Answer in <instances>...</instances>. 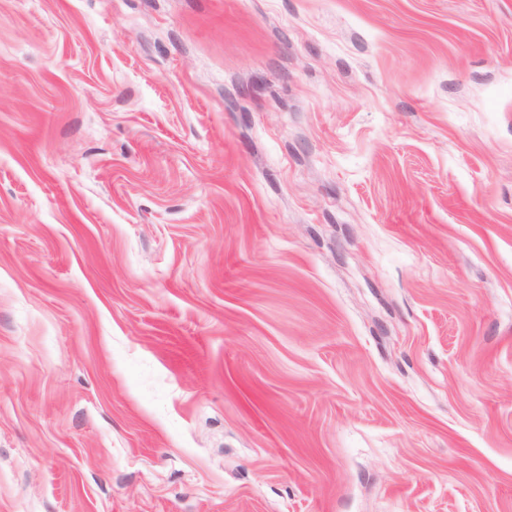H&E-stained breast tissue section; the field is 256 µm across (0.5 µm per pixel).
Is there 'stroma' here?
Instances as JSON below:
<instances>
[{"label":"stroma","mask_w":512,"mask_h":512,"mask_svg":"<svg viewBox=\"0 0 512 512\" xmlns=\"http://www.w3.org/2000/svg\"><path fill=\"white\" fill-rule=\"evenodd\" d=\"M0 512H512V0H0Z\"/></svg>","instance_id":"35a3bbf8"}]
</instances>
